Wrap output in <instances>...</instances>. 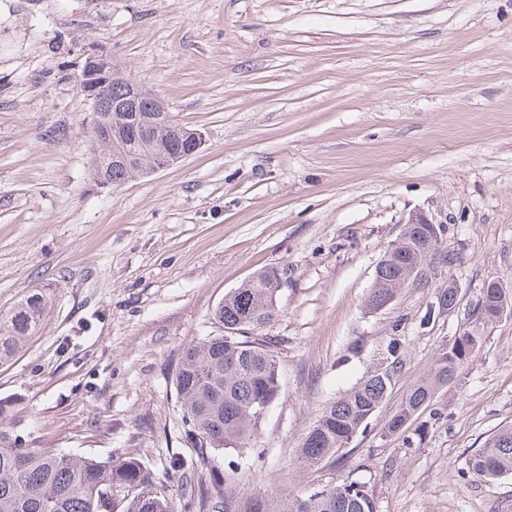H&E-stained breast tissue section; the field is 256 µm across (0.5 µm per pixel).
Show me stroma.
<instances>
[{
    "label": "stroma",
    "mask_w": 512,
    "mask_h": 512,
    "mask_svg": "<svg viewBox=\"0 0 512 512\" xmlns=\"http://www.w3.org/2000/svg\"><path fill=\"white\" fill-rule=\"evenodd\" d=\"M0 4V316L32 289L46 320L0 367L29 448L170 468L191 444L173 385L213 311L278 270L281 380L234 472L237 505L356 481L375 512H512V477L466 461L512 424V314L490 323L421 442L382 429L486 281L512 289V0H12ZM157 94L200 149L119 186L92 174L87 53ZM448 215L456 309L431 291L365 306L411 212ZM406 364L366 432L309 467L305 431L334 399ZM448 284H453L456 288H438L433 292L432 301L427 306V311L421 321L422 325H428L433 319L436 312H451L458 302V288L459 285L448 278Z\"/></svg>",
    "instance_id": "35a3bbf8"
}]
</instances>
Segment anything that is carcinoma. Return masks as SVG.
Instances as JSON below:
<instances>
[{
    "label": "carcinoma",
    "mask_w": 512,
    "mask_h": 512,
    "mask_svg": "<svg viewBox=\"0 0 512 512\" xmlns=\"http://www.w3.org/2000/svg\"><path fill=\"white\" fill-rule=\"evenodd\" d=\"M103 64L114 77L107 85L105 103L93 120L104 116L119 123L126 113L113 112V103L123 99L129 77L118 74L112 62ZM136 121L148 129V139L111 144L92 139L94 177L100 183L119 186L141 175L145 165L155 167L179 160L191 152L193 131L177 124L163 101L144 90ZM138 155L127 164L111 159L112 151ZM447 225L407 224L381 262L373 282L368 306L380 308L391 303L403 289L405 274L432 266L431 247L448 249ZM280 275L266 270L226 294L214 310L224 334L209 336L183 348L176 367L174 385L182 423L188 426L192 444L193 474L186 477V508L192 512H234L231 509L229 474L210 468L217 452L241 453L250 445L262 421L261 411L269 408L280 393V374L271 339L260 329L278 315ZM458 289L438 288L421 324L427 325L435 312L451 311L458 302ZM50 301L34 290L13 312L0 319V365L10 362L23 341L43 325ZM512 312V295L488 281L471 314L469 326L452 340L440 345L428 371L403 394L386 431L396 433L418 418L433 401L436 392L453 383L483 342L484 327L503 313ZM405 361L401 346L393 342L387 365L369 376L346 395L331 402L304 433L299 458L308 466L320 464L349 447L352 439L368 425L392 391ZM468 472L495 480L512 476V427L491 436L471 455ZM0 512H173L166 487L157 485L141 459L125 457L101 461L94 456L76 455L58 448H22L0 406ZM246 512H374V502L364 484L345 482L325 487L285 504L275 498L254 500Z\"/></svg>",
    "instance_id": "carcinoma-1"
}]
</instances>
